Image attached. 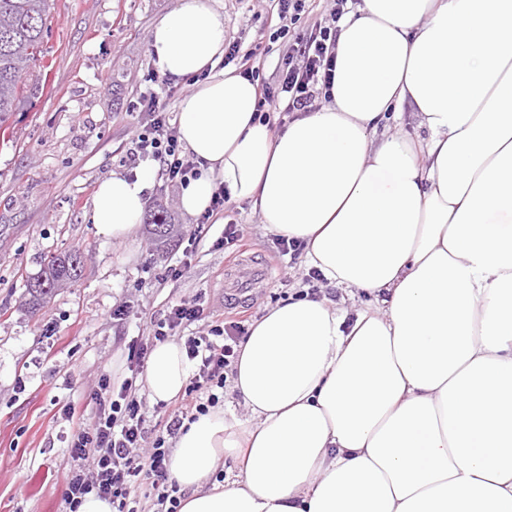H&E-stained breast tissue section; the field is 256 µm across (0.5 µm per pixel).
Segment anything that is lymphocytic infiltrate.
<instances>
[{
	"instance_id": "lymphocytic-infiltrate-1",
	"label": "lymphocytic infiltrate",
	"mask_w": 512,
	"mask_h": 512,
	"mask_svg": "<svg viewBox=\"0 0 512 512\" xmlns=\"http://www.w3.org/2000/svg\"><path fill=\"white\" fill-rule=\"evenodd\" d=\"M332 2L329 23L316 21L300 30L296 24L306 10V0H270V11L276 18L271 36L288 40L276 83L260 80L258 71L249 65L250 54L243 52L239 41L230 40L224 45L225 63L242 64L244 75L256 80L255 117L272 133L315 111L320 94L330 89L339 22L348 12V0ZM147 80L150 89L141 92L130 107L137 125L124 164L133 169L140 162L154 161L168 186H186L198 177L199 164L182 145L169 113V97L159 96L153 89L157 73L149 72ZM149 331L150 341L162 342L177 334L184 337V348L194 368L182 400L176 408L164 410L163 433L148 436L135 377L143 371L150 341L133 340L128 345L132 375L117 387L110 376L99 377L92 422H85L74 403L66 402L61 412L70 424L63 473L69 512H77L84 497L91 493L111 501L112 512H127L134 487L144 474L155 478V512H179L180 488L168 479L167 441L178 435L184 421L207 414L223 398L226 373L239 356L238 345L245 328L237 321L212 319L205 298L199 296L171 305L163 317L150 318Z\"/></svg>"
}]
</instances>
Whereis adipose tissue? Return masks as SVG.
Segmentation results:
<instances>
[{
    "label": "adipose tissue",
    "instance_id": "ef3b65f1",
    "mask_svg": "<svg viewBox=\"0 0 512 512\" xmlns=\"http://www.w3.org/2000/svg\"><path fill=\"white\" fill-rule=\"evenodd\" d=\"M340 27L330 100L280 135L221 66V0H177L149 33L161 73L193 82L178 123L200 174L181 209L225 188L371 298L265 308L233 368L243 420L212 409L169 453L180 512H512V0H362ZM406 104L424 137L380 131ZM154 176L97 183L100 239L142 224ZM192 369L157 344L150 399Z\"/></svg>",
    "mask_w": 512,
    "mask_h": 512
}]
</instances>
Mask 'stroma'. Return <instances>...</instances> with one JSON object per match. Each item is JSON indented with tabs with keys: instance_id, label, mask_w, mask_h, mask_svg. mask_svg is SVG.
<instances>
[{
	"instance_id": "obj_1",
	"label": "stroma",
	"mask_w": 512,
	"mask_h": 512,
	"mask_svg": "<svg viewBox=\"0 0 512 512\" xmlns=\"http://www.w3.org/2000/svg\"><path fill=\"white\" fill-rule=\"evenodd\" d=\"M222 3L229 38L241 40L261 77L272 79L288 42L271 40L267 0ZM174 4L53 0L42 60L46 88L20 104L12 137L0 141V512H66L69 424L57 418L56 402L73 401L92 421L96 381L116 366L130 377L127 346L147 336L150 317L202 295L215 318L252 322L303 288V260L274 258L270 233L251 203L226 206L243 227V247L214 248L219 224L192 245L196 219L182 211L179 190L159 178L148 200L174 219L171 247L159 246L143 227L122 242L95 234L92 193L99 180L123 169L135 133L127 108L155 66L149 32ZM188 246L190 267L168 279L167 267ZM73 250L84 256L81 278L32 310L27 279L47 255ZM243 262L258 274L234 302L229 293ZM120 306L128 316L118 322L112 311Z\"/></svg>"
}]
</instances>
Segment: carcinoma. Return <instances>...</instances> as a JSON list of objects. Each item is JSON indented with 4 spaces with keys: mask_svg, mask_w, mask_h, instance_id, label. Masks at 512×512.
Here are the masks:
<instances>
[{
    "mask_svg": "<svg viewBox=\"0 0 512 512\" xmlns=\"http://www.w3.org/2000/svg\"><path fill=\"white\" fill-rule=\"evenodd\" d=\"M49 0H0V134L11 127V119L31 85L22 82L29 66L43 59V43ZM152 235L158 241L171 238L167 211L157 209L150 215ZM83 271L81 252L53 254L45 258L43 269L27 280L31 304L46 302L60 282H74Z\"/></svg>",
    "mask_w": 512,
    "mask_h": 512,
    "instance_id": "cac0c4a2",
    "label": "carcinoma"
}]
</instances>
